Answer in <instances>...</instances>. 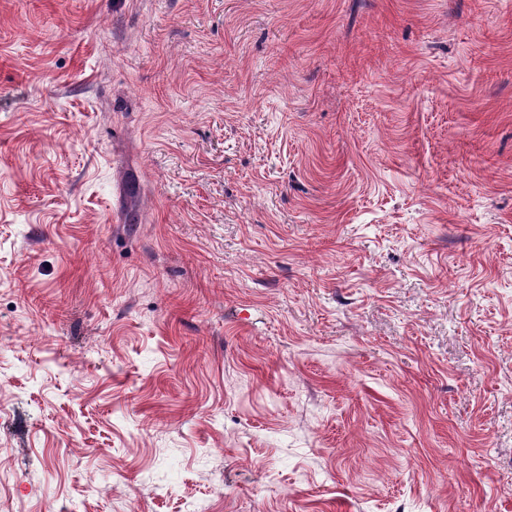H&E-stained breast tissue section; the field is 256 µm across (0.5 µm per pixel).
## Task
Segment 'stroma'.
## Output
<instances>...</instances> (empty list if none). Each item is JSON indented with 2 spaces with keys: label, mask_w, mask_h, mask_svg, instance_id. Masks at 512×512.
Listing matches in <instances>:
<instances>
[{
  "label": "stroma",
  "mask_w": 512,
  "mask_h": 512,
  "mask_svg": "<svg viewBox=\"0 0 512 512\" xmlns=\"http://www.w3.org/2000/svg\"><path fill=\"white\" fill-rule=\"evenodd\" d=\"M512 512V0H0V512Z\"/></svg>",
  "instance_id": "35a3bbf8"
}]
</instances>
